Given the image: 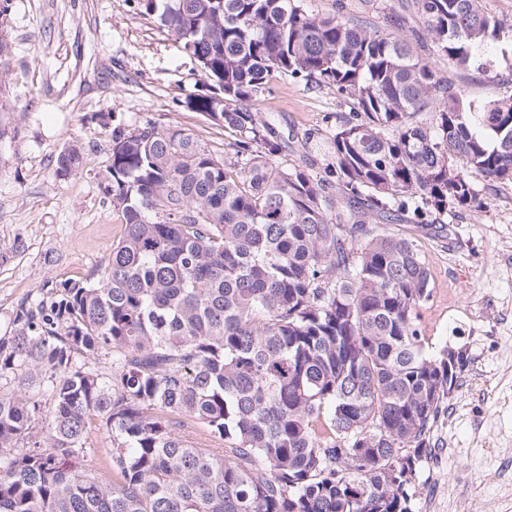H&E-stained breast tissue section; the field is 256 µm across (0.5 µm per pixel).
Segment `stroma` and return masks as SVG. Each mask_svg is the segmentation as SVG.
Masks as SVG:
<instances>
[{
  "instance_id": "35a3bbf8",
  "label": "stroma",
  "mask_w": 512,
  "mask_h": 512,
  "mask_svg": "<svg viewBox=\"0 0 512 512\" xmlns=\"http://www.w3.org/2000/svg\"><path fill=\"white\" fill-rule=\"evenodd\" d=\"M385 26L405 0H307ZM9 43L0 82V336L13 332L20 303H36L63 281L99 283L122 238V219L100 188L112 130L146 121L190 132L223 153L230 134L188 106L208 90L198 64L147 0H10L0 15ZM482 70L461 78L469 99L511 92L500 42H488ZM276 132L278 161L324 170L327 138L350 106L325 88L274 78L254 106ZM314 133L304 142L305 133ZM82 147V167L57 170L58 155ZM485 205L445 215L446 238L402 220L430 273L419 309L433 347L462 348L467 361L448 409L431 433V456L411 487L414 512H512V181L475 178Z\"/></svg>"
}]
</instances>
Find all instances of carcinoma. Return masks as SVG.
Segmentation results:
<instances>
[{
	"instance_id": "cac0c4a2",
	"label": "carcinoma",
	"mask_w": 512,
	"mask_h": 512,
	"mask_svg": "<svg viewBox=\"0 0 512 512\" xmlns=\"http://www.w3.org/2000/svg\"><path fill=\"white\" fill-rule=\"evenodd\" d=\"M164 7L213 87L189 104L234 139L218 156L151 121L112 132L100 187L125 231L102 280L20 304L0 337V374L25 369L0 392V512H413L466 357L427 351L428 269L380 223L410 212L439 234L448 209L481 207L472 177L512 181V94L476 105L437 71L471 70L512 26L480 0H412L424 58L340 3ZM277 75L351 105L323 175L277 162L252 111ZM81 164L77 145L57 159ZM103 350L110 376L75 366ZM94 418L116 483L84 465ZM187 420L224 447L196 446Z\"/></svg>"
}]
</instances>
